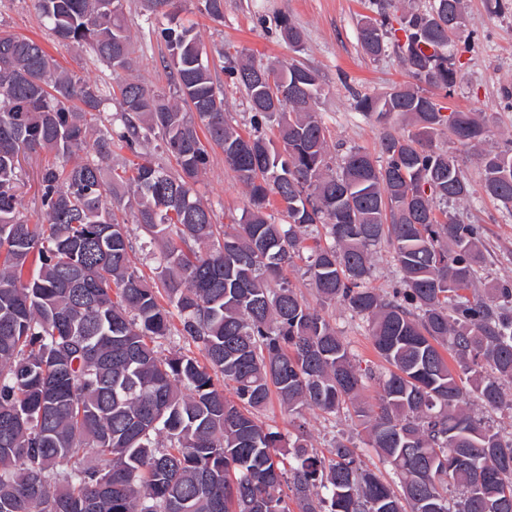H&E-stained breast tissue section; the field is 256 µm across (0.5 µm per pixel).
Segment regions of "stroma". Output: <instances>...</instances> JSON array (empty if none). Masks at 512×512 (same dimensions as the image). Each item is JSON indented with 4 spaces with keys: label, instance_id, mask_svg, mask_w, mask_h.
Returning <instances> with one entry per match:
<instances>
[{
    "label": "stroma",
    "instance_id": "35a3bbf8",
    "mask_svg": "<svg viewBox=\"0 0 512 512\" xmlns=\"http://www.w3.org/2000/svg\"><path fill=\"white\" fill-rule=\"evenodd\" d=\"M380 2L224 0V17L220 20L201 15L195 0H178L176 6L159 9L150 16L135 2L127 14L135 46L131 74L155 89L169 90L162 62L167 50L155 30L173 22L191 24L207 50L215 79L224 86L225 111L242 130L251 128V110L244 91L233 84L227 70L248 54L264 63H299L315 70L321 84L316 110L327 130L330 155H342L351 147L374 154L378 151L381 128L359 108V98L412 81L396 44H389L386 53L375 60L361 48V22L378 16ZM462 7L466 17L465 41L452 50L457 83L451 91L437 89L433 95L447 111L485 114L488 132L483 147L495 150L512 140V0H502L498 7L492 0H463ZM285 19L300 31V49H293L283 37L281 22ZM0 25L40 40L77 77L112 84L119 81L117 75L87 51L53 42L40 23L35 0H0ZM456 155L471 194L452 204L451 209L461 222L484 228L485 262L479 286L484 289L498 281L512 280V214L484 193L483 171L476 150L460 147ZM196 189L221 224L240 216L248 201L245 187L226 167L224 154L218 148L211 150ZM290 279L304 299L311 306L320 307L345 337L361 367L383 371L384 364L372 347L364 320L341 304H320L308 276L302 272H294ZM304 422L315 449L326 451L334 439L348 437L370 468H381L376 452L365 445L364 434L346 414L328 420L323 414L308 410Z\"/></svg>",
    "mask_w": 512,
    "mask_h": 512
}]
</instances>
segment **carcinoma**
Returning a JSON list of instances; mask_svg holds the SVG:
<instances>
[{
  "mask_svg": "<svg viewBox=\"0 0 512 512\" xmlns=\"http://www.w3.org/2000/svg\"><path fill=\"white\" fill-rule=\"evenodd\" d=\"M37 9L57 42L114 74L131 70V0ZM197 10L221 19L224 0H197ZM458 16L461 0L405 16L401 48L419 82L456 85ZM157 35L173 98L134 79L116 89L82 80L40 42L0 29V512H291L292 502L299 512H512V433L469 412L473 398L512 410V282L476 288L483 227L448 211L470 185L437 144L446 134L481 145L486 117L445 116L420 87L394 86L361 100L382 128L380 155L353 148L335 165L315 71L251 59L230 68L252 111L243 133L193 28ZM390 36L385 12L362 22L369 57ZM114 90L121 127L102 130ZM399 117L412 129L392 132ZM153 134L175 170L139 152ZM116 140L139 158L126 178L111 167ZM213 147L248 189L231 224L216 223L195 189ZM41 153L54 160L39 177L44 221L30 224L20 160ZM480 156L484 192L512 211V141ZM277 205L288 223L275 221ZM129 209L161 246L153 283L131 266ZM382 241L399 272L385 292L368 286ZM304 254L321 301L367 321L387 374L360 368L285 277ZM172 334L203 359L159 351ZM371 380L379 399L364 405ZM273 395L298 418L353 409L398 484L364 468L349 439L325 456L304 424L288 436L263 425L257 413Z\"/></svg>",
  "mask_w": 512,
  "mask_h": 512,
  "instance_id": "1",
  "label": "carcinoma"
}]
</instances>
